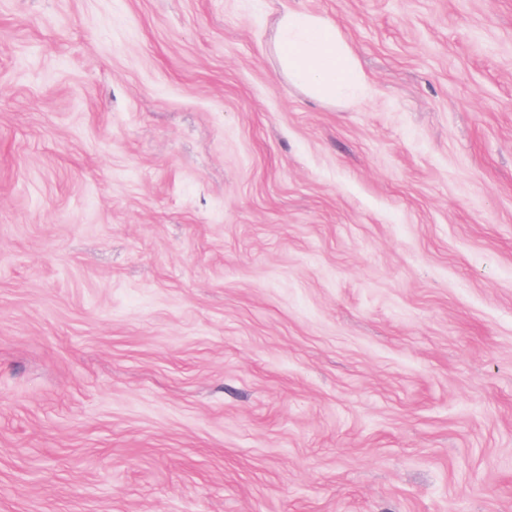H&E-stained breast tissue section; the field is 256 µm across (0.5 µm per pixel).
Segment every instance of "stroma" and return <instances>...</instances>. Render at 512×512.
Here are the masks:
<instances>
[{
	"mask_svg": "<svg viewBox=\"0 0 512 512\" xmlns=\"http://www.w3.org/2000/svg\"><path fill=\"white\" fill-rule=\"evenodd\" d=\"M0 512H512V0H0ZM275 51L288 80L320 100L336 101L363 83L346 36L327 17L285 11Z\"/></svg>",
	"mask_w": 512,
	"mask_h": 512,
	"instance_id": "obj_1",
	"label": "stroma"
}]
</instances>
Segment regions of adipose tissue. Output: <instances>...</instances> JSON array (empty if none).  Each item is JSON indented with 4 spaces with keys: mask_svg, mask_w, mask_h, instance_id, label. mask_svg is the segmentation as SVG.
Listing matches in <instances>:
<instances>
[{
    "mask_svg": "<svg viewBox=\"0 0 512 512\" xmlns=\"http://www.w3.org/2000/svg\"><path fill=\"white\" fill-rule=\"evenodd\" d=\"M275 51L289 81L320 100L345 97L363 83L346 36L329 18L284 12Z\"/></svg>",
    "mask_w": 512,
    "mask_h": 512,
    "instance_id": "adipose-tissue-1",
    "label": "adipose tissue"
}]
</instances>
